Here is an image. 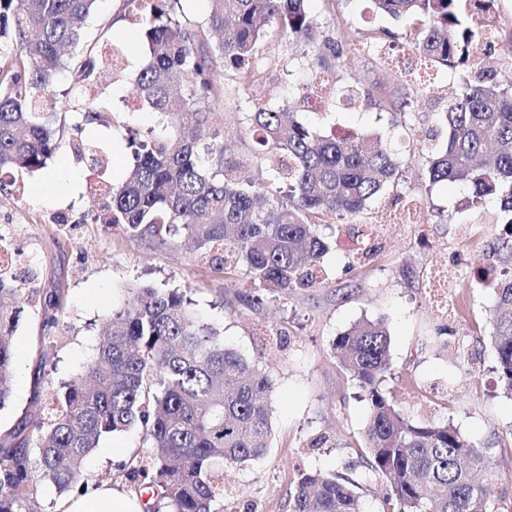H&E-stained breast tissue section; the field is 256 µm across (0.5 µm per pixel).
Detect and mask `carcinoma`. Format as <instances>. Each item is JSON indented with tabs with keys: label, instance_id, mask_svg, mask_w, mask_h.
Masks as SVG:
<instances>
[{
	"label": "carcinoma",
	"instance_id": "obj_1",
	"mask_svg": "<svg viewBox=\"0 0 512 512\" xmlns=\"http://www.w3.org/2000/svg\"><path fill=\"white\" fill-rule=\"evenodd\" d=\"M188 0H123L124 16L150 50L133 80V94L193 134L128 132L131 164L119 183L107 177L108 159L93 142L76 146L102 199L97 224H119L132 236L163 243L184 230L203 258L229 273L244 270L252 304L310 288L321 261L338 245L320 223L353 219L403 165L395 136L355 132L321 135L300 123L290 105L248 113L255 152L267 162L255 172L226 158L222 113L196 108L200 98L229 105L260 73L264 26L275 24L285 48H314L306 86L326 90L327 106L368 96L357 84L335 86L330 70L366 57L389 66L411 50L425 66L455 70L469 46L494 32L475 16L489 0H369L374 11L403 23L405 32L364 44L347 30L325 29L310 0H207L208 13L191 20ZM96 0H0V188L16 172L46 167L58 148L65 116L50 98L57 75L71 71L80 83L99 80L85 54ZM235 76L225 90L218 72ZM463 91L438 119L421 150L429 180L464 182L461 210L479 212L495 198L512 255V77L482 70L462 76ZM398 108H411L420 84L399 87ZM86 124L112 126V103L100 99L75 109ZM28 280L0 270V409L13 379L12 336ZM492 317L496 371L512 397V273L497 281ZM332 353L368 404L367 446L360 479L390 480L380 512H502L490 497L486 457L490 446L464 438L450 422L414 423L382 390L391 373L390 336L381 322H358L332 342ZM272 385L256 363L224 345L218 329L200 323L179 288H139L109 318L96 356L49 396L55 413H43L36 391L34 432L0 437V512H25L38 485L61 493L86 487L82 463L100 440L142 429L149 449L135 453L127 479L151 491L146 512H218L230 497L214 476L218 462L246 467L266 453ZM360 483L349 476L303 471L290 492L289 512H363Z\"/></svg>",
	"mask_w": 512,
	"mask_h": 512
}]
</instances>
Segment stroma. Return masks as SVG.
<instances>
[{
  "instance_id": "obj_1",
  "label": "stroma",
  "mask_w": 512,
  "mask_h": 512,
  "mask_svg": "<svg viewBox=\"0 0 512 512\" xmlns=\"http://www.w3.org/2000/svg\"><path fill=\"white\" fill-rule=\"evenodd\" d=\"M310 7L321 21L348 22L367 41H383L388 30L403 31L390 19L372 15L366 0L337 5L332 13L325 0H312ZM121 13V0H98L88 25V49L101 75L95 97L111 101L114 129L87 125L75 130L74 109L95 97L75 98L74 79L61 74L52 86L57 109L66 115L56 152L44 169L24 176L23 193H0V225H9L13 247L24 252L36 274L20 299L14 377L10 399L0 409V434L36 422L31 401L41 336L55 337L47 369L53 383L64 382L93 357L106 321L123 306L130 289L144 284L181 288L194 315L220 328L225 344L258 364L274 386L268 453L223 472L234 512H288V491L301 471L347 474L358 467L368 405L334 358L331 343L363 320L381 321L390 333L392 370L386 387L404 413L415 421L449 420L469 440L493 442L488 456L495 478L492 494L512 493V445L494 442L512 425V399L497 385L490 335L495 295L487 286L512 268V257L499 248L500 225L474 224L458 213L466 193L463 183L429 182L420 152L449 101L462 91L459 73L439 71L430 92L417 95L404 113L381 110L382 102L396 100L397 79L372 63L336 72L337 82L369 91V98L355 106L329 112L320 98L307 103L295 99L298 121L321 134L394 130L405 139V161L397 185L371 202L355 223L340 225L342 246L324 257V272L313 287L285 298L269 295L253 306L246 301L251 288L244 271L218 270L199 257L184 234L160 245L129 236L122 226L88 220L99 197L90 190V172L75 154L76 140L102 147L110 158L108 175L118 181L128 172L130 151L117 127L140 132L163 128L160 114L131 93L130 83L148 56L146 44L128 50L124 63L112 57L113 46L124 44L131 31ZM481 21L496 28L499 46L490 51L485 44H472L470 62L500 75L512 70V54L504 48L512 41V0H495ZM260 52L266 65L243 100L251 108L274 107L287 97L289 85L306 83V73L301 61H288L275 25L266 26ZM197 107L223 111L224 131L236 139L233 158L259 167L241 111L221 107L213 98L198 100ZM50 176L61 186L54 195L39 189ZM366 239L377 245V252L346 268L343 246L355 247ZM436 262L459 269L440 290L461 304L453 319L430 298L427 269ZM56 291L63 308L57 324L47 327L42 313ZM321 435L327 443L312 447ZM141 446L138 430L103 437L84 461L85 482L135 492L123 466ZM116 448L121 456H113Z\"/></svg>"
}]
</instances>
